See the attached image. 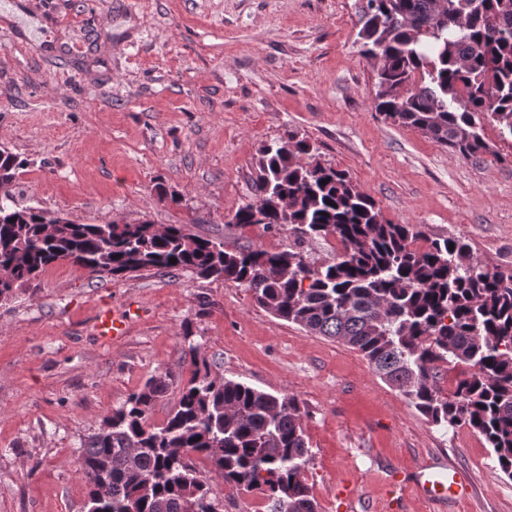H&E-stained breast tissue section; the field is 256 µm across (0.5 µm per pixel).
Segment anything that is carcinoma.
<instances>
[{
    "label": "carcinoma",
    "instance_id": "cac0c4a2",
    "mask_svg": "<svg viewBox=\"0 0 512 512\" xmlns=\"http://www.w3.org/2000/svg\"><path fill=\"white\" fill-rule=\"evenodd\" d=\"M365 0L358 9L362 54L374 71L375 111L467 159L496 154L484 124L512 138V0ZM298 134L258 150L256 197L231 223L294 236L279 251L191 233L181 224L54 225L48 211L18 205L11 187L24 160L0 147V296L58 261L97 277L147 269L190 272L246 288L262 308L310 333L358 350L381 379L433 425L467 426L512 479V275L483 266L462 237L427 240L411 224L383 218L342 170L316 159ZM335 237L330 260L305 246ZM177 263H170V259ZM199 346L195 366L163 424L148 414L167 384L150 381L112 411L80 454L87 512H209L208 479L172 449L202 455L227 484L258 490L274 512H317L304 475L309 447L296 397L211 375ZM466 376L440 386L447 365Z\"/></svg>",
    "mask_w": 512,
    "mask_h": 512
}]
</instances>
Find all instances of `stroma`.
Returning <instances> with one entry per match:
<instances>
[{
  "label": "stroma",
  "instance_id": "obj_1",
  "mask_svg": "<svg viewBox=\"0 0 512 512\" xmlns=\"http://www.w3.org/2000/svg\"><path fill=\"white\" fill-rule=\"evenodd\" d=\"M0 145L24 159L13 194L81 224H184L237 247L280 250L288 232L230 221L255 197L262 143L298 133L346 171L383 217L428 238L465 236L512 274V141L465 159L375 111L358 0H0ZM164 182L181 205L159 200ZM131 306L128 336L102 342L103 306ZM295 396L319 512H512V479L479 437L430 424L363 355L306 332L230 283L149 269L95 278L66 261L0 302V512H86L81 446L159 376L167 418L193 371ZM449 463L453 504L419 498L412 474Z\"/></svg>",
  "mask_w": 512,
  "mask_h": 512
}]
</instances>
